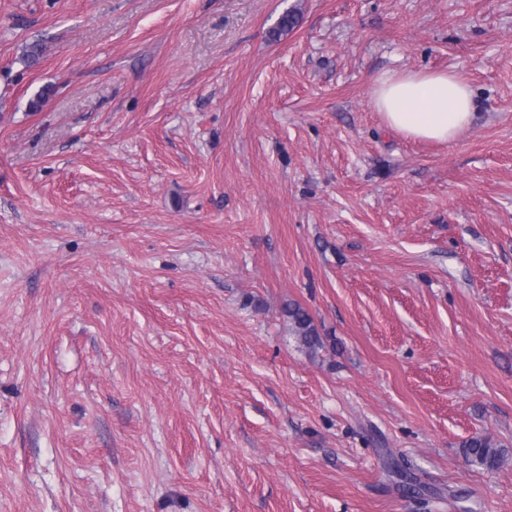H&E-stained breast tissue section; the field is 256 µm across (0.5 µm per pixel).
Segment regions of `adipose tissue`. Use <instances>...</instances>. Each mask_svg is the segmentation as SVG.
I'll return each mask as SVG.
<instances>
[{
	"label": "adipose tissue",
	"mask_w": 512,
	"mask_h": 512,
	"mask_svg": "<svg viewBox=\"0 0 512 512\" xmlns=\"http://www.w3.org/2000/svg\"><path fill=\"white\" fill-rule=\"evenodd\" d=\"M385 125L414 139L451 143L475 119L470 85L448 71H390L372 89Z\"/></svg>",
	"instance_id": "adipose-tissue-1"
}]
</instances>
